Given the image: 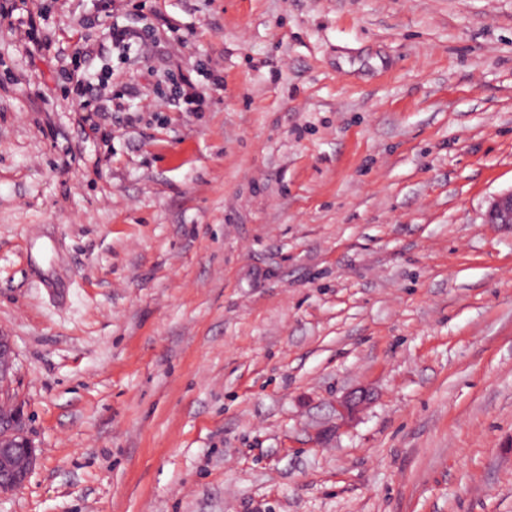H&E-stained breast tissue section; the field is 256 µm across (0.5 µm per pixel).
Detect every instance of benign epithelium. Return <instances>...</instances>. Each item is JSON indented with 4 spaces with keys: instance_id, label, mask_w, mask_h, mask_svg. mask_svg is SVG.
Segmentation results:
<instances>
[{
    "instance_id": "obj_1",
    "label": "benign epithelium",
    "mask_w": 512,
    "mask_h": 512,
    "mask_svg": "<svg viewBox=\"0 0 512 512\" xmlns=\"http://www.w3.org/2000/svg\"><path fill=\"white\" fill-rule=\"evenodd\" d=\"M484 220L487 224L512 226V190L492 199ZM13 353L10 336L0 333V496L20 489L35 461V447L28 436L24 408L10 396ZM366 398L362 391L345 395L338 404L341 415H353Z\"/></svg>"
}]
</instances>
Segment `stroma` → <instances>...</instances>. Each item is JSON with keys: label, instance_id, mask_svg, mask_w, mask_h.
<instances>
[{"label": "stroma", "instance_id": "stroma-1", "mask_svg": "<svg viewBox=\"0 0 512 512\" xmlns=\"http://www.w3.org/2000/svg\"><path fill=\"white\" fill-rule=\"evenodd\" d=\"M26 3L0 512H512V0ZM485 223L512 226V190L495 196L484 215ZM13 353L10 336L0 333V496L10 495L24 485L36 457L24 408L10 396Z\"/></svg>", "mask_w": 512, "mask_h": 512}]
</instances>
